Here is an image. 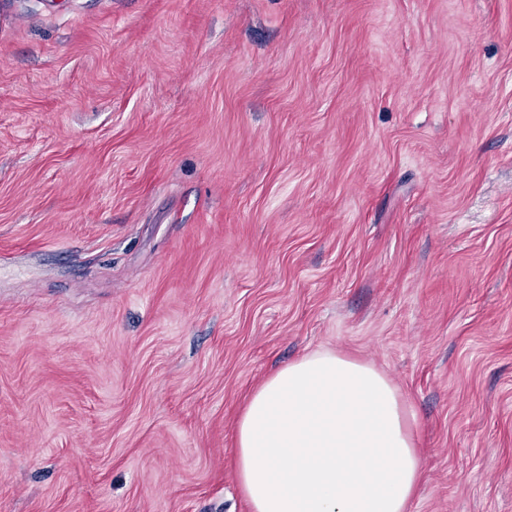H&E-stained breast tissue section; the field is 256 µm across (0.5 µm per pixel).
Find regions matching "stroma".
<instances>
[{
    "instance_id": "1",
    "label": "stroma",
    "mask_w": 512,
    "mask_h": 512,
    "mask_svg": "<svg viewBox=\"0 0 512 512\" xmlns=\"http://www.w3.org/2000/svg\"><path fill=\"white\" fill-rule=\"evenodd\" d=\"M315 350L512 512V0H0V512H249Z\"/></svg>"
}]
</instances>
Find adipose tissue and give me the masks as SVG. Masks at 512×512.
Listing matches in <instances>:
<instances>
[{"label": "adipose tissue", "instance_id": "ef3b65f1", "mask_svg": "<svg viewBox=\"0 0 512 512\" xmlns=\"http://www.w3.org/2000/svg\"><path fill=\"white\" fill-rule=\"evenodd\" d=\"M415 413L384 373L317 350L280 366L236 427L250 512H406L421 477Z\"/></svg>", "mask_w": 512, "mask_h": 512}]
</instances>
